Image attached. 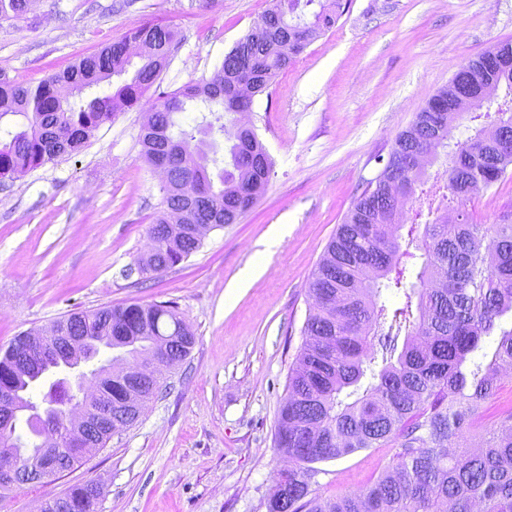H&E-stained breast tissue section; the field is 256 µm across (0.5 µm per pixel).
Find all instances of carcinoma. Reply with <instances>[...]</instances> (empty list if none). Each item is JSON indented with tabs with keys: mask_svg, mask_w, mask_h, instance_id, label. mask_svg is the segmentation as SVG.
<instances>
[{
	"mask_svg": "<svg viewBox=\"0 0 512 512\" xmlns=\"http://www.w3.org/2000/svg\"><path fill=\"white\" fill-rule=\"evenodd\" d=\"M342 0H275L255 26L224 55L219 79L185 85L151 106V122L141 132L142 154L154 168L166 163L164 209L148 234L153 265L160 274L202 245L181 227L178 212L191 207L197 224H234L264 192L272 161L256 132L238 131L225 160L191 149L196 135L224 133V118L243 111L238 85L256 93L288 67L293 57L335 26ZM27 14V0H0V20ZM151 39L170 49L174 31L147 23L124 39L81 58L37 86L0 79V179L40 167L80 151L93 131L115 113L140 102L158 79L156 55L141 57L129 72L128 44ZM498 73V86L512 97V43L495 45L462 66L457 84L441 88L396 138L380 173L356 198L312 273L308 294L318 312L308 316L302 344L288 373V396L277 416L276 442L295 465L277 474L268 512H512V402H497L506 370L512 368V223L479 224L467 202L472 185L488 188L512 166V105L475 106L471 120L492 119L502 136L484 127L464 141L454 140L462 118L458 93ZM124 78L115 94L83 99L113 78ZM214 120L191 125L177 115L197 101ZM446 165L443 184L427 185L422 156ZM196 185L198 197L185 202L179 187ZM413 213L407 250L400 251L395 222L398 199ZM422 258L415 276L405 277L401 257ZM83 328L92 357L110 336L126 345L133 360L153 349L186 358L194 335L172 302H138L73 311L56 320ZM65 364L41 365L17 378L13 390L22 406H35L30 391L38 374L56 375ZM99 398L123 397L113 361L92 371ZM163 388L155 375L142 384V402ZM47 410L62 418L60 403L72 400L68 379L57 378L45 395ZM27 443L17 425L0 429V442L15 439L9 451L22 467L34 463L41 440L32 423ZM471 433L482 448L464 445ZM396 449L392 464L358 492L322 498L312 489L314 464L363 448ZM100 495L93 482L57 496L63 512H94Z\"/></svg>",
	"mask_w": 512,
	"mask_h": 512,
	"instance_id": "1",
	"label": "carcinoma"
}]
</instances>
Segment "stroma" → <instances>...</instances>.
Returning a JSON list of instances; mask_svg holds the SVG:
<instances>
[{
	"mask_svg": "<svg viewBox=\"0 0 512 512\" xmlns=\"http://www.w3.org/2000/svg\"><path fill=\"white\" fill-rule=\"evenodd\" d=\"M274 0H34L0 20V76L37 85L149 22L177 38L141 105L118 111L78 152L0 179V348L73 310L172 301L195 335L162 370L169 390L59 479L25 484L0 512H32L92 481L95 512H268L286 452L275 440L288 372L312 310L311 275L397 136L469 59L512 42V0H348L255 97L250 125L273 167L234 224L190 258L142 275L163 180L142 155L149 105L213 76ZM475 221L512 214V168L471 199ZM369 448L321 463L325 498L364 488L392 462Z\"/></svg>",
	"mask_w": 512,
	"mask_h": 512,
	"instance_id": "35a3bbf8",
	"label": "stroma"
}]
</instances>
